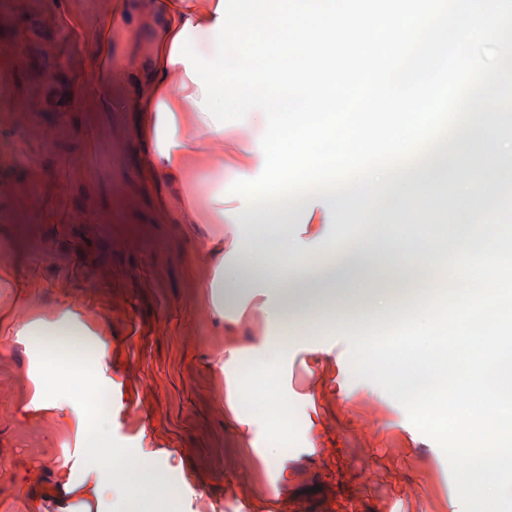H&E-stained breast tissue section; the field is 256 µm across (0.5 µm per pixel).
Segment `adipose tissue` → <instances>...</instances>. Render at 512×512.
Listing matches in <instances>:
<instances>
[{"mask_svg":"<svg viewBox=\"0 0 512 512\" xmlns=\"http://www.w3.org/2000/svg\"><path fill=\"white\" fill-rule=\"evenodd\" d=\"M218 4L219 0H157L156 26L149 47L138 62L143 77L135 101L140 116L136 136L152 146L153 161L142 170L144 182L155 192L162 209L183 211L192 224L216 225L209 247L213 254L219 253L224 241V195L199 193L196 183L202 175L215 182L223 181L224 152L219 145L224 134L200 111V88L187 76L184 64L172 62L171 51L176 36L186 28L197 50L206 58H214L213 28ZM173 183L181 184V194H167V187ZM70 380L77 391L62 397L44 375H37L33 379L34 404L59 415L81 437L85 434L90 400L82 392L86 375L76 371ZM85 451V446H77L73 462L55 470L57 487L71 500L68 512H95L117 485L116 480L100 478L83 466Z\"/></svg>","mask_w":512,"mask_h":512,"instance_id":"obj_1","label":"adipose tissue"}]
</instances>
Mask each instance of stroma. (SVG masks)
<instances>
[{"instance_id":"1","label":"stroma","mask_w":512,"mask_h":512,"mask_svg":"<svg viewBox=\"0 0 512 512\" xmlns=\"http://www.w3.org/2000/svg\"><path fill=\"white\" fill-rule=\"evenodd\" d=\"M113 2L0 0V512H26L30 494L44 512L68 505L51 466L76 438L32 407L40 354L61 371L103 362L85 445L111 456L85 466L124 480L122 498L104 512H463L439 444L380 386L353 378L347 339L363 323L350 308L367 294L390 322L411 311L413 297L431 295L438 284L413 279L415 261L442 270L460 234L494 207L480 187L512 171V154L488 153L443 192L438 165L425 162L417 197L387 194L369 210L360 230L377 235L356 255L318 217L237 223L239 201L225 194L224 259L216 261L204 249L212 225L161 210L143 183L150 149L134 135L135 84L101 96L87 82L88 44ZM154 26L133 13L112 38L113 68L146 49ZM381 209L396 223H377ZM297 240L310 242L306 255L291 251ZM376 253L387 268L368 283L361 261ZM219 264L217 323L195 282ZM243 264L253 272L245 281ZM280 272L291 288L268 294ZM20 288L34 289L33 298L17 300ZM68 304L106 329L102 342L12 335L19 317L49 318ZM267 336L283 348L276 368L244 378L266 408L232 423L224 350L251 353ZM371 417L378 430L366 429ZM131 459L146 461L145 470L130 472ZM23 462L41 470L24 494Z\"/></svg>"}]
</instances>
